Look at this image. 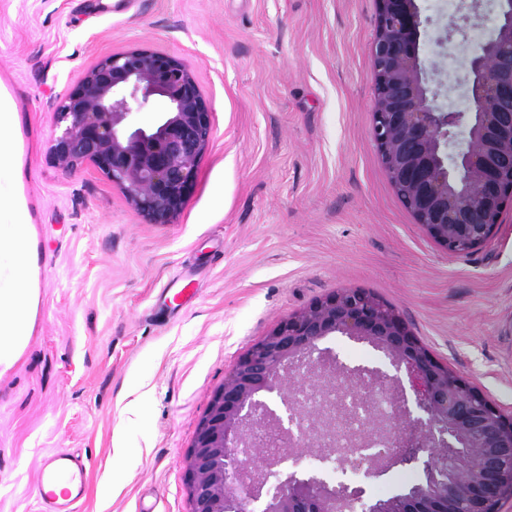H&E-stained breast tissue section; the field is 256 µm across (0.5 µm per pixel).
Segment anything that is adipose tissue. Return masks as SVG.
<instances>
[{"label":"adipose tissue","mask_w":512,"mask_h":512,"mask_svg":"<svg viewBox=\"0 0 512 512\" xmlns=\"http://www.w3.org/2000/svg\"><path fill=\"white\" fill-rule=\"evenodd\" d=\"M17 125L12 97L0 85V376L27 347L38 305L36 235L15 161Z\"/></svg>","instance_id":"adipose-tissue-1"}]
</instances>
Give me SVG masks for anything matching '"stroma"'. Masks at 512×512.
<instances>
[{
    "instance_id": "35a3bbf8",
    "label": "stroma",
    "mask_w": 512,
    "mask_h": 512,
    "mask_svg": "<svg viewBox=\"0 0 512 512\" xmlns=\"http://www.w3.org/2000/svg\"><path fill=\"white\" fill-rule=\"evenodd\" d=\"M377 0H0V84L19 116L23 194L37 234L34 332L0 378V512H38L43 455L87 459L77 512H190L184 459L213 394L282 320L340 289L394 307L442 362L512 415V204L476 251L448 254L405 208L372 137L370 47ZM421 53L451 82L486 40ZM146 46L197 76L212 133L193 192L168 224L139 214L94 165L52 156L56 108L85 70ZM199 292L157 310L182 270ZM328 357L395 374L384 354L343 336ZM395 465L366 497L415 484Z\"/></svg>"
}]
</instances>
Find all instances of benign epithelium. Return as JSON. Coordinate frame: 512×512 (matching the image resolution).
Masks as SVG:
<instances>
[{"instance_id":"benign-epithelium-1","label":"benign epithelium","mask_w":512,"mask_h":512,"mask_svg":"<svg viewBox=\"0 0 512 512\" xmlns=\"http://www.w3.org/2000/svg\"><path fill=\"white\" fill-rule=\"evenodd\" d=\"M482 0H460L437 39L466 41ZM494 35L470 51L457 77L467 106L435 104L420 53L428 20L418 0H377V33L370 55L375 74L373 135L390 182L429 238L448 253L481 247L512 202V0H494ZM53 154L67 171L91 163L119 185L153 224H167L185 206L211 136V113L194 73L171 54L137 47L89 67L62 100ZM348 336L382 349L405 367L415 409L398 376L369 375L401 392L394 413L372 407L368 426L349 448L331 442L345 418L332 406L305 409L308 433L294 434L302 418L299 391H283L288 373L305 362L326 366L317 343ZM277 394L289 410L284 427L261 400ZM406 427L397 431L393 419ZM276 426L289 450L268 457L264 472L245 480L258 451L245 436L257 425ZM316 445L337 469L359 468L365 480L388 464L417 465L420 480L386 497L363 500L288 469L297 450ZM273 492L262 497L269 479ZM191 512H506L512 503V416L504 415L465 376L440 361L392 307L358 289H341L277 324L236 362L211 398L186 458Z\"/></svg>"}]
</instances>
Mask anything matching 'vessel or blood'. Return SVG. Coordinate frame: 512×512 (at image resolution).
Segmentation results:
<instances>
[{"mask_svg":"<svg viewBox=\"0 0 512 512\" xmlns=\"http://www.w3.org/2000/svg\"><path fill=\"white\" fill-rule=\"evenodd\" d=\"M181 288L168 291L165 298L171 309L182 308L196 293L195 282L181 275ZM88 469L82 456L57 450L43 456L37 466L35 489L39 512H76L87 492Z\"/></svg>","mask_w":512,"mask_h":512,"instance_id":"1","label":"vessel or blood"}]
</instances>
